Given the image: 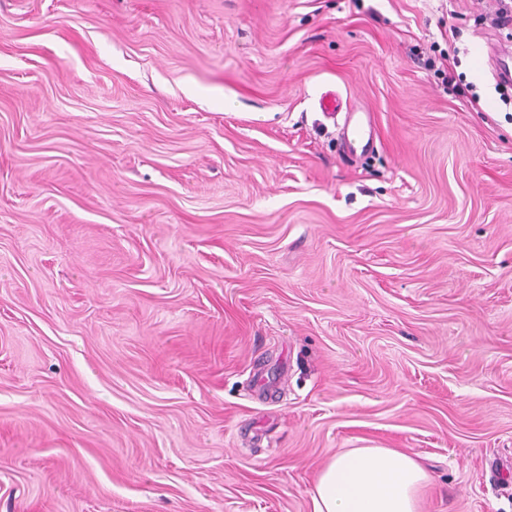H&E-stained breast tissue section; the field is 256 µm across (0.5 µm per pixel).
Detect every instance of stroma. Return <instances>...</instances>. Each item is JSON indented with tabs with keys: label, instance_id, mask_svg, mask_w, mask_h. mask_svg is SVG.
<instances>
[{
	"label": "stroma",
	"instance_id": "35a3bbf8",
	"mask_svg": "<svg viewBox=\"0 0 512 512\" xmlns=\"http://www.w3.org/2000/svg\"><path fill=\"white\" fill-rule=\"evenodd\" d=\"M484 9L0 0V512H312L366 446L425 460L421 512H512ZM342 135L349 153L357 154L360 148L361 153L373 147L377 134L372 125L370 116L366 122L355 115L354 112H347L342 127Z\"/></svg>",
	"mask_w": 512,
	"mask_h": 512
}]
</instances>
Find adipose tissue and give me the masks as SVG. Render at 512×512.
<instances>
[{"label":"adipose tissue","mask_w":512,"mask_h":512,"mask_svg":"<svg viewBox=\"0 0 512 512\" xmlns=\"http://www.w3.org/2000/svg\"><path fill=\"white\" fill-rule=\"evenodd\" d=\"M425 467L394 448L336 451L310 491L312 512H420Z\"/></svg>","instance_id":"obj_1"}]
</instances>
